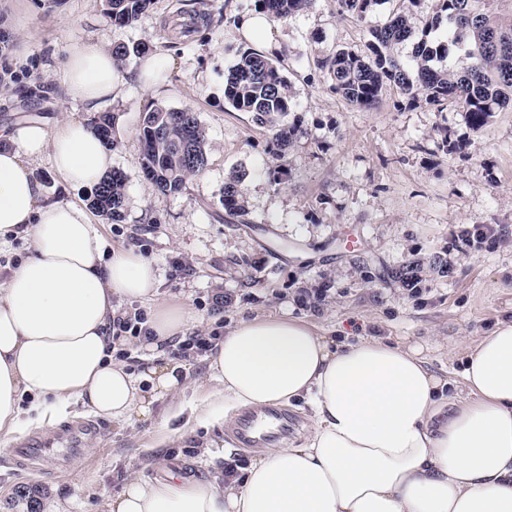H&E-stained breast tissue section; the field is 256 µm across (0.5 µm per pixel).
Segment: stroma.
I'll list each match as a JSON object with an SVG mask.
<instances>
[{
  "label": "stroma",
  "instance_id": "1",
  "mask_svg": "<svg viewBox=\"0 0 512 512\" xmlns=\"http://www.w3.org/2000/svg\"><path fill=\"white\" fill-rule=\"evenodd\" d=\"M256 0H152L138 20L118 25L101 0H0V129L57 115L94 118L66 104L60 83L64 47L92 40L110 47L148 44L167 62L153 89L139 79V56L121 65L127 78L113 102L112 167L126 176L123 219L96 225L108 244L132 245L162 274L161 295L191 314L187 334H207L211 316L286 312L337 339L382 336L418 345L437 375L463 368L450 352L512 317V108L482 129L457 109L437 111L424 96L383 90L370 108L334 89L321 62L336 50L362 49L369 24L342 14L336 0H314L276 22L274 54L290 82L286 118L297 138L275 155L271 133L224 98V75L249 50L238 30ZM192 108L209 143L208 166L182 193L161 196L143 175L139 132L150 109ZM455 143L449 153L444 142ZM244 177L247 221L224 212L228 177ZM490 224L495 242L466 240L464 229ZM361 242L345 248L347 236ZM447 261V271L434 259ZM421 262L417 296L392 271ZM327 291L318 305L304 289ZM176 400L154 416L124 424L101 419V432L67 441L79 416L30 428L49 442L45 458L13 463L22 437L0 433V512H27L26 491L57 500L62 512H102L129 472L206 478L224 462L248 465L258 451L235 445L223 422L177 417ZM168 426H161V419Z\"/></svg>",
  "mask_w": 512,
  "mask_h": 512
}]
</instances>
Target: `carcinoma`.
I'll use <instances>...</instances> for the list:
<instances>
[{"instance_id": "carcinoma-1", "label": "carcinoma", "mask_w": 512, "mask_h": 512, "mask_svg": "<svg viewBox=\"0 0 512 512\" xmlns=\"http://www.w3.org/2000/svg\"><path fill=\"white\" fill-rule=\"evenodd\" d=\"M274 19H284L310 7L313 0H259ZM392 0H338L341 11L358 21L367 20L373 6ZM151 0H103L104 14L118 24H129L150 6ZM446 24L448 35L433 41L429 29L415 47L416 72L399 56L396 45L415 34L412 14L395 8L381 26L368 29L365 50L339 49L322 61L336 92L350 103L375 105L386 83L412 98L422 93L442 111L460 109L469 127L478 131L498 109L512 104V0H437L430 29ZM458 60L452 68H436L433 62ZM224 96L232 107L253 114L255 122L272 133L282 151L293 142L296 127L283 122L294 103L287 80L266 56L246 51L228 71ZM116 116L101 114L94 120L105 145L114 146ZM142 170L164 196L182 192L186 178L205 169L207 138L196 112L189 108L158 107L148 113L140 132ZM244 176L224 183V211L246 215ZM126 176L114 170L95 188L90 207L111 222L123 218Z\"/></svg>"}]
</instances>
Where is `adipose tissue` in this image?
<instances>
[{
    "label": "adipose tissue",
    "mask_w": 512,
    "mask_h": 512,
    "mask_svg": "<svg viewBox=\"0 0 512 512\" xmlns=\"http://www.w3.org/2000/svg\"><path fill=\"white\" fill-rule=\"evenodd\" d=\"M125 76L112 51L85 41L63 52L66 102L111 106ZM48 158L72 191L112 168L94 124L41 121L0 130V246L29 253L0 281V432L71 407L124 423L188 388L165 344L190 313L160 300L152 259L108 246L82 202L49 201L30 164ZM122 302L147 304L152 364L116 358L109 327ZM459 380L440 378L420 348L378 337L324 336L270 314L224 328L208 373L224 411L304 405L299 442L265 449L228 482L129 476L107 512H512V319L463 344Z\"/></svg>",
    "instance_id": "ef3b65f1"
}]
</instances>
